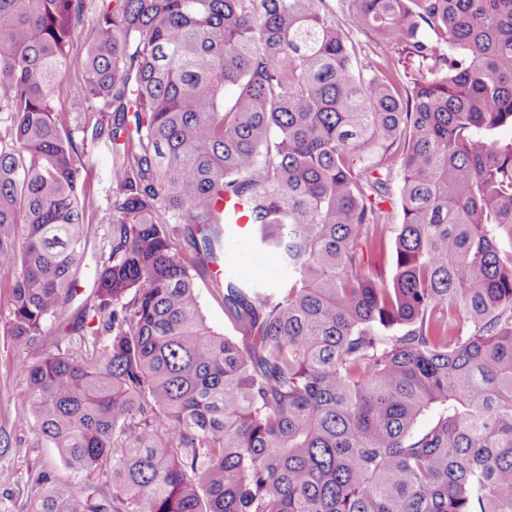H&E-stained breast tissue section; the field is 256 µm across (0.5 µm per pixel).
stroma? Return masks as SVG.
Returning a JSON list of instances; mask_svg holds the SVG:
<instances>
[{
    "label": "stroma",
    "mask_w": 512,
    "mask_h": 512,
    "mask_svg": "<svg viewBox=\"0 0 512 512\" xmlns=\"http://www.w3.org/2000/svg\"><path fill=\"white\" fill-rule=\"evenodd\" d=\"M110 227L93 225L88 253L81 275V285L66 314L76 317L96 268L97 258L109 251ZM200 295L207 325L215 332L240 338L241 333L224 314V305L211 292L209 270L191 266ZM16 272H0V512H27L35 494L34 480L43 470L52 471L62 483L70 482L71 473L56 449L50 448L35 432L33 415L22 400L26 381L18 370L21 360L41 359L48 346L38 343L28 349L19 348L7 332L10 319V292Z\"/></svg>",
    "instance_id": "1"
}]
</instances>
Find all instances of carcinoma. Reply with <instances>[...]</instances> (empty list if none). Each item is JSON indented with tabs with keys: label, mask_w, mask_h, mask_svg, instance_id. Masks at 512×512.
<instances>
[{
	"label": "carcinoma",
	"mask_w": 512,
	"mask_h": 512,
	"mask_svg": "<svg viewBox=\"0 0 512 512\" xmlns=\"http://www.w3.org/2000/svg\"><path fill=\"white\" fill-rule=\"evenodd\" d=\"M330 2L0 0L8 333L53 329L24 400L100 476L42 472L29 512H512V0ZM226 197L286 272L213 279L242 344L181 246L228 261ZM91 224L110 252L71 318ZM90 163L87 169L81 171L80 180L98 198L100 205L105 208L107 196L111 193V185L108 180L111 157L105 150L92 147ZM183 245L186 249L187 262L191 266L190 272L195 275L196 278L202 311L207 325L219 334L231 336L238 342H243L245 338L242 336V333L236 329L224 315V304L219 299H216L211 292L210 270L214 271V273L219 269L223 270V265H220V267L211 265L209 270L201 266H195L193 264L195 254L186 243H183Z\"/></svg>",
	"instance_id": "cac0c4a2"
}]
</instances>
